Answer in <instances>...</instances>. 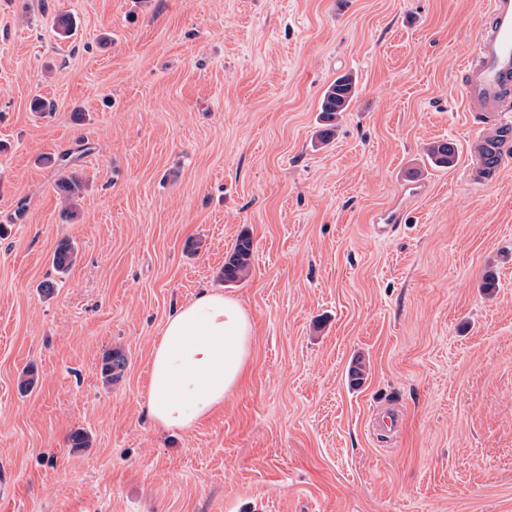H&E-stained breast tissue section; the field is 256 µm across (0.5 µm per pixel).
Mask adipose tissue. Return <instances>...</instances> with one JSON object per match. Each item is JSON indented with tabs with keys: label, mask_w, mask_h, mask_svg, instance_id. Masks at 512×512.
Masks as SVG:
<instances>
[{
	"label": "adipose tissue",
	"mask_w": 512,
	"mask_h": 512,
	"mask_svg": "<svg viewBox=\"0 0 512 512\" xmlns=\"http://www.w3.org/2000/svg\"><path fill=\"white\" fill-rule=\"evenodd\" d=\"M251 320L224 293L203 290L167 316L150 363L148 407L169 430L193 428L238 388L249 365Z\"/></svg>",
	"instance_id": "obj_1"
}]
</instances>
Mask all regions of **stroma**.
I'll list each match as a JSON object with an SVG mask.
<instances>
[{"label": "stroma", "mask_w": 512, "mask_h": 512, "mask_svg": "<svg viewBox=\"0 0 512 512\" xmlns=\"http://www.w3.org/2000/svg\"><path fill=\"white\" fill-rule=\"evenodd\" d=\"M483 2L0 0V512H512V160L467 182L459 91ZM64 153L69 205L42 162ZM412 178L408 222L377 237ZM243 235L250 272L225 283ZM206 288L253 321L248 373L167 430L151 351ZM356 93V81L351 74L337 77L326 89L320 104L321 119L325 122L318 134L321 141H327L335 135L336 120L341 112H347ZM428 161L437 167H450L456 160V152L448 148L447 141H434L425 148ZM76 248L68 239H62L52 255V265L59 273L66 272L75 262ZM127 366V358L120 349H109L102 357L101 374L104 380L112 383L124 373Z\"/></svg>", "instance_id": "1"}]
</instances>
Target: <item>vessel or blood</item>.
Masks as SVG:
<instances>
[{"instance_id":"obj_1","label":"vessel or blood","mask_w":512,"mask_h":512,"mask_svg":"<svg viewBox=\"0 0 512 512\" xmlns=\"http://www.w3.org/2000/svg\"><path fill=\"white\" fill-rule=\"evenodd\" d=\"M460 93L468 111L493 115V131L472 141L471 181L485 183L512 157V0H487L464 63Z\"/></svg>"}]
</instances>
